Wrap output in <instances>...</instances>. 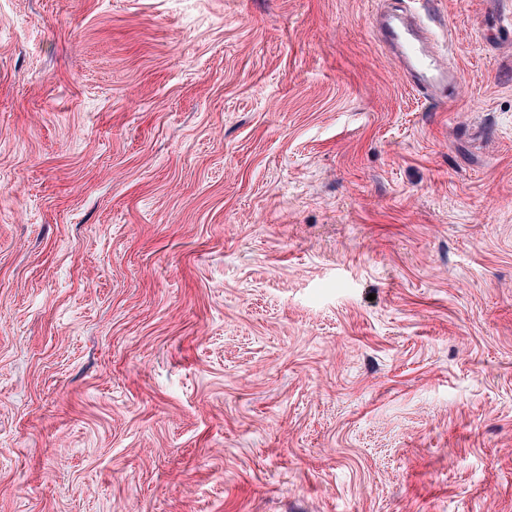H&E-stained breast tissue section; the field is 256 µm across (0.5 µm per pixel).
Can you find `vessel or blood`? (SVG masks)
Listing matches in <instances>:
<instances>
[{"label": "vessel or blood", "mask_w": 512, "mask_h": 512, "mask_svg": "<svg viewBox=\"0 0 512 512\" xmlns=\"http://www.w3.org/2000/svg\"><path fill=\"white\" fill-rule=\"evenodd\" d=\"M433 0H407L406 8H393L376 15L373 24L381 42L398 59L410 84L440 103H447L449 88L459 75L438 56L418 16L419 7Z\"/></svg>", "instance_id": "vessel-or-blood-1"}]
</instances>
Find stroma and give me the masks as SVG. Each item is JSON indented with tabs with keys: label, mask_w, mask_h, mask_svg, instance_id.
I'll list each match as a JSON object with an SVG mask.
<instances>
[{
	"label": "stroma",
	"mask_w": 512,
	"mask_h": 512,
	"mask_svg": "<svg viewBox=\"0 0 512 512\" xmlns=\"http://www.w3.org/2000/svg\"><path fill=\"white\" fill-rule=\"evenodd\" d=\"M0 0V512H512V0ZM399 6L384 11L373 24L380 41L398 59L410 84L439 103L450 100L448 89L458 85V72L438 56L426 28L421 23L416 6L432 11L433 0L402 1Z\"/></svg>",
	"instance_id": "stroma-1"
}]
</instances>
